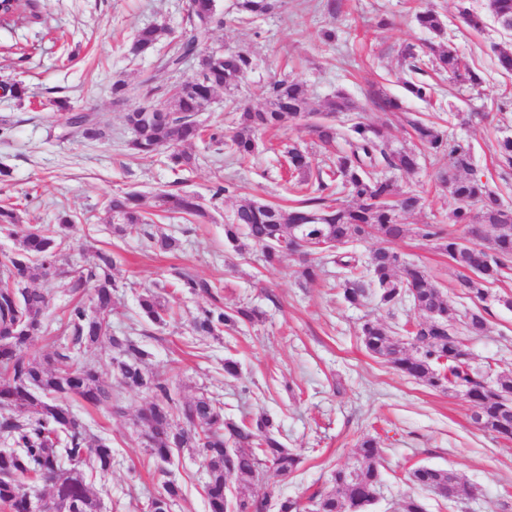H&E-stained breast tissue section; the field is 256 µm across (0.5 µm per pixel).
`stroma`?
Returning a JSON list of instances; mask_svg holds the SVG:
<instances>
[{"mask_svg":"<svg viewBox=\"0 0 512 512\" xmlns=\"http://www.w3.org/2000/svg\"><path fill=\"white\" fill-rule=\"evenodd\" d=\"M235 2L216 0L224 22L206 36L204 49L242 51L253 57L255 66L233 93L215 95L200 115L204 124L232 133L238 107L265 108L269 83L283 77L299 82L318 112L341 91L356 102L362 121L389 128L396 148L415 141L408 118L432 117L442 131L470 144L477 175L512 208V170L496 160L499 139L512 135V105L503 102L512 95V73L499 69L496 49L512 43V37L493 20L475 31L460 17L465 8L482 11L485 0H340L333 17L322 11L319 0H278L275 11L248 20L240 19ZM188 6L189 0H32L33 21L0 24V84L19 83L25 89L20 98L0 97V203L13 204L24 225L55 224L65 215L74 221L55 272L35 282L36 288L50 291L48 329L32 341L28 357L43 359L63 342L64 316L77 300L69 286L71 271L91 266L96 252L109 251L116 257L112 332L150 351L146 369L178 384L183 398L208 392L235 419L268 416L286 446L300 451L302 462L290 477H273L253 487V495L268 496L267 512H278L283 499L305 498L328 487L332 472L354 461L358 442L367 435L384 450L379 498L370 512H399L409 496L419 498L425 512H512V439L476 428L475 408L463 393L409 380L369 355L361 342L359 327L365 319L394 328L419 320L410 303L390 309L374 299L352 308L343 300L330 257H322L317 280L306 284L298 275L296 257L269 266L253 246L238 252L228 244L224 226L240 204L288 205L282 178L286 147L305 150L313 171H328L329 155L308 122L290 121L261 134L256 152L243 162L224 145L198 141L191 147L197 164L186 171H172L163 160L147 161L128 149L132 133L125 114L137 102H115L112 83L118 78L133 83L141 72L155 71L161 103L165 89L196 74L194 60L177 73L155 69L157 55L174 49ZM428 8L438 12L445 38L481 82L463 85L433 74L426 78L431 96L420 100L406 89L409 74L400 51L408 44L435 41V34L416 19ZM148 25L163 29L155 53L129 59L127 48L135 33ZM327 30L335 32L333 41L324 40ZM373 86L400 99L402 111L373 106L367 98ZM57 98L96 113L103 138L60 140L53 104ZM447 164L446 156L433 155L422 159L412 174L395 173L399 190H413L423 198L421 209L400 214L411 232L396 249L405 263L425 269L457 308L483 306L488 329L468 339L472 363L492 375L512 372V277L490 284L483 303H475L458 294V271L438 241L418 233L425 224L464 231L452 225L455 203L438 179ZM220 178L232 188L215 200L212 187ZM178 189L202 197L204 217L189 221L162 211L159 194ZM125 192L141 195L153 215L152 232L178 238L180 251H160L136 233L123 238L113 234L105 203ZM183 275L212 283L213 296L182 291L178 282ZM146 287L171 307L167 324L157 326L143 317L138 296ZM215 304L228 311L255 308L261 318L215 336L195 335L193 316ZM112 356L106 341L78 354L119 394L122 414L77 399L70 402L89 436L112 446L111 469L89 478L101 512H148L150 499L167 477L183 489L172 512H208L204 461L184 448L168 473L160 472L132 425L151 396L116 385ZM228 359L238 363L237 377L225 376ZM418 466L453 471L466 493L449 501L414 486L408 473Z\"/></svg>","mask_w":512,"mask_h":512,"instance_id":"obj_1","label":"stroma"}]
</instances>
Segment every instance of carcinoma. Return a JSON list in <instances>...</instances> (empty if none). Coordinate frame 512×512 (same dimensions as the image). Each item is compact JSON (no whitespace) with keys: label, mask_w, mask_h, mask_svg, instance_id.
I'll use <instances>...</instances> for the list:
<instances>
[{"label":"carcinoma","mask_w":512,"mask_h":512,"mask_svg":"<svg viewBox=\"0 0 512 512\" xmlns=\"http://www.w3.org/2000/svg\"><path fill=\"white\" fill-rule=\"evenodd\" d=\"M274 0H238V11L250 17L265 14ZM214 0H193L185 32L172 53L157 58V70L177 71L184 58L193 52L216 21ZM488 15L506 35H512V0H486ZM425 28L442 35L439 15L426 9L417 16ZM162 29L147 26L135 34L128 53L134 57L152 51ZM404 62L416 75L429 72L448 73L459 83L480 84V78L451 43L429 46L407 45L402 50ZM254 68L252 57L241 51L209 54L198 60V72L189 90L160 107L151 102L156 91L154 76L142 74L134 84L122 79L112 83V97L117 102L140 99L142 104L126 113V124L133 133L129 149L143 159L159 154L174 170L193 166L194 156L184 146L209 137L224 143L230 154L241 160L250 157L257 147V135L281 126L285 120L302 119L310 114L308 99L300 83L279 79L271 83L267 105L259 110L242 112L239 127L229 140L215 127L208 129L199 120L219 91L237 88ZM61 112L63 136L78 141H95L103 130L93 112L74 108L68 100L57 99ZM162 111H157V108ZM353 102L342 92L327 102V111L350 112ZM419 143L434 154L448 157V165L440 179L448 185L455 201L452 221L469 228L480 227L484 244L465 247L460 237L439 224H425L420 235L440 241V249L461 273L457 281L459 293L483 301L487 285L512 275V209L503 206L496 192L473 173L471 147L447 136L431 120L409 121ZM314 131L319 141L330 146L341 138L346 148L336 153L334 169L328 177L309 181L310 161L301 150L288 149L291 176L298 178L294 187L305 191L303 199L287 209L278 204L250 201L234 212L232 223L224 225L225 237L233 246L246 239L257 246L269 265L281 263L287 256L304 258L300 275L307 281L317 278V266L309 256L317 253L313 245L334 241L342 248L336 251L340 286L344 300L351 306L364 303L372 290L379 302L388 307L402 304L411 295L413 306L421 313L437 311L443 324L428 327L423 321L404 335L378 320H367L360 328L362 343L368 354L391 364L402 376L433 389L459 388L476 404L486 431L495 433L508 425L512 414L504 415L502 406L512 403V373H503L492 383L486 375L471 366V354L465 334L480 335L487 330L481 311L459 312L448 296L431 280L425 270L405 264L394 248L409 229L399 222V213L414 212L422 198L397 189L392 178L378 170L383 166L406 174L419 166V155L412 149H394L389 134L361 120H352L344 131L318 122ZM499 165L512 167V137L498 141ZM340 181L352 198L339 203L325 194L329 183ZM159 200L169 212L187 217L205 214L200 197L193 193L165 191ZM118 220L114 230L120 235L141 231L153 219L139 210V195H114L107 204ZM72 223L60 219L58 226L31 227L17 233L19 246L0 257V434L11 445L0 450V508L4 512H28L23 485L18 477L42 479L51 484L49 509L56 510L64 501L72 504V512H99V501L87 483L84 466L106 471L112 465V447L103 439H91L83 421L67 404L76 398L93 407L114 403L112 388L102 379L95 366L74 359V352L106 338L116 356L112 371L120 384L131 390L152 394L150 403L133 421L138 437L151 455L169 461L175 452L193 448L205 459L208 480L205 495L209 512H262L264 503L247 496L241 489L264 483L269 468L287 477L301 463V456L275 435L273 421L260 416L255 422L234 420L225 416L224 406L215 397L200 393L184 400L167 379L145 370L149 352L127 336L110 334L112 314L111 269L114 258L105 252L97 254L91 267L75 272L70 288L81 293L93 289V307L74 304L67 313V343L58 347L45 361L31 360L26 351L32 340L45 330L49 307L48 293L32 288L36 276L47 277L56 267L64 245L62 229ZM381 239L385 246L375 249L367 262V274L358 273V259L345 246L367 237ZM183 287L191 293L212 294L213 285L189 276L181 277ZM143 316L153 324H163L171 315L161 296L147 289L139 297ZM260 317L255 308L226 311L219 306L202 309L193 319L196 333L211 335L227 328L252 323ZM182 418L185 426L175 424ZM382 448L371 436L358 444L355 461L348 469L331 474L330 486L317 491V512H368L382 481L380 470ZM410 480L420 488L431 490L448 499L462 492L457 474L443 469L422 467L410 472ZM157 496L175 505L182 487L174 479L162 482Z\"/></svg>","instance_id":"obj_1"}]
</instances>
